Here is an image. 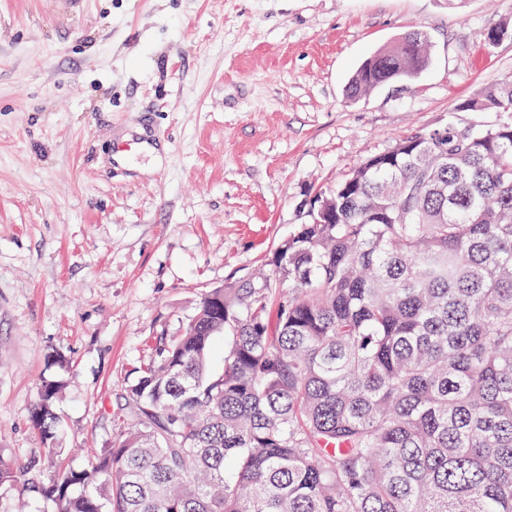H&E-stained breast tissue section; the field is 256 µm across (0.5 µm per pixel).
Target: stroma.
Masks as SVG:
<instances>
[{"instance_id":"35a3bbf8","label":"stroma","mask_w":512,"mask_h":512,"mask_svg":"<svg viewBox=\"0 0 512 512\" xmlns=\"http://www.w3.org/2000/svg\"><path fill=\"white\" fill-rule=\"evenodd\" d=\"M506 20L512 0H0V459L41 457L43 482L91 462L136 370L266 268L318 190L402 137L499 123L458 105L512 77V39L484 38ZM414 27L420 76L349 99ZM57 381L42 380L37 387V401L30 415L33 429L39 435L43 446L53 454L57 453V443L62 431V421L54 411V403L60 393Z\"/></svg>"}]
</instances>
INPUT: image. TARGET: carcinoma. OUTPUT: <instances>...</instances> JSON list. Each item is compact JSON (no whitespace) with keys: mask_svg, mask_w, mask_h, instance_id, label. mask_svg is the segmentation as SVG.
Here are the masks:
<instances>
[{"mask_svg":"<svg viewBox=\"0 0 512 512\" xmlns=\"http://www.w3.org/2000/svg\"><path fill=\"white\" fill-rule=\"evenodd\" d=\"M427 47L406 32L348 96L416 78ZM459 111L512 113V79ZM270 266L201 298L90 467L0 461V486L54 512H512V121L365 159ZM60 390L41 381L30 415L54 454Z\"/></svg>","mask_w":512,"mask_h":512,"instance_id":"obj_1","label":"carcinoma"}]
</instances>
